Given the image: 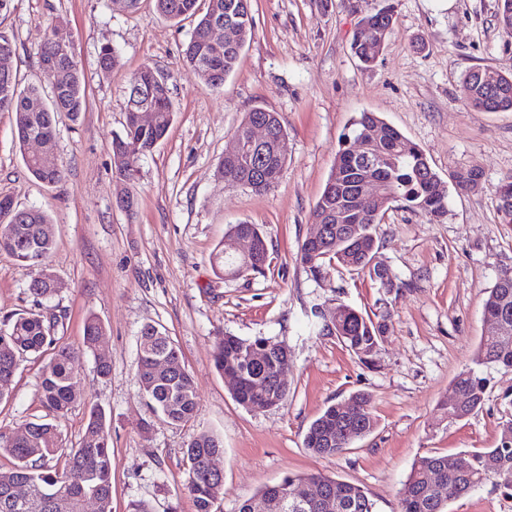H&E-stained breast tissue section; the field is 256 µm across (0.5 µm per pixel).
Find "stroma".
<instances>
[{
  "mask_svg": "<svg viewBox=\"0 0 512 512\" xmlns=\"http://www.w3.org/2000/svg\"><path fill=\"white\" fill-rule=\"evenodd\" d=\"M386 7L393 29L377 62L364 67L350 49L356 24ZM497 7L498 0H251V35L215 89L183 60L192 21H167L153 0L134 12L123 0H13L0 33L12 41L10 66L21 85H44L38 53L49 29L63 25L74 37L88 102L77 120L57 123L65 176L54 185L28 172L14 117L0 112V197L52 218L57 290L43 308L58 317L60 344L80 349L91 315L106 336L76 365L84 403L55 418L39 395L49 356H26L0 404V432L50 418L64 447L74 448L88 404H100L112 434V512H129L139 500L154 512H195L184 448L203 431L224 443L216 512H238L286 474L314 472L364 487L378 512H399L418 457L497 446L512 416V370L483 369L486 401L468 418L448 420L439 407L472 365L489 290L501 269L512 268V224L500 222L494 193L512 177V112L474 109L464 81L475 66L512 69V36L500 28ZM105 46L119 56L108 73L98 64ZM146 65L168 75L175 120L137 163L138 204L129 214L116 204L112 139L123 131L129 81ZM256 107L279 113L287 133L286 165L265 194L217 175L235 128ZM364 110L421 147L451 188L443 222L395 203L377 224L378 256L397 284L389 292L333 262L311 276L299 258L339 137ZM469 170L480 173V188L455 189L456 175ZM242 221L267 240L265 272L217 277L216 247ZM33 276L0 252V325L32 308ZM340 304L386 315L389 331L372 363L317 329L315 312ZM148 324L171 337L193 378L200 406L187 423L157 420L139 386V336ZM225 333L287 347L283 405L255 412L234 400L213 362ZM100 359L111 367L108 377L95 372ZM357 391L371 398L374 431L339 455L311 454L303 445L310 423ZM447 510L512 512V492L488 484Z\"/></svg>",
  "mask_w": 512,
  "mask_h": 512,
  "instance_id": "stroma-1",
  "label": "stroma"
}]
</instances>
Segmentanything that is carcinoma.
<instances>
[{
    "mask_svg": "<svg viewBox=\"0 0 512 512\" xmlns=\"http://www.w3.org/2000/svg\"><path fill=\"white\" fill-rule=\"evenodd\" d=\"M157 13L164 18L181 22L196 19L190 39L185 46L184 60L190 69L208 86L220 88L226 76L234 69L239 53L252 29L250 0H207L206 11H201L200 0H154ZM224 18V23L238 29L239 40L226 41L222 46L211 43L209 31L213 20ZM498 23L512 35V0H500ZM393 13L381 10L361 19L358 23L352 50L366 66L376 58L368 54V44L382 28L392 29ZM62 76L49 79L51 99L45 100L39 87H20L13 70H0V112L14 115L15 135L19 147L24 149L29 139H41L50 163L39 156L23 154L28 171L39 181L53 185L62 180L63 166L56 152V126L60 116L75 120L86 108L84 77L75 58H64L58 63ZM481 67L469 70L465 81L470 91L472 107L484 112H512V71L498 72L499 80L493 87L481 84L478 73ZM137 85L147 91L141 98L127 99L123 133L112 140V163L115 177L125 183L116 194V203L132 214L136 208L135 178L124 174L118 157L128 146L141 154L151 152L168 133L174 120V107L168 87V76L150 66L142 67L132 77L129 86ZM152 106L158 113L156 125L148 128L138 120L139 106ZM261 120L270 128V139L256 151L257 166L274 181L256 184V193L268 192L279 182L286 157L278 152L277 140L285 134L281 117L276 112L255 108L248 112L234 131L245 135L248 126ZM379 126L382 136L373 151L381 161L373 170L386 183V195L377 213L361 218L351 232L347 246L336 244L331 236L318 244L302 242L300 260L312 275L321 271L326 261L372 275L366 263L377 254L375 226L380 222L386 206L401 202L416 210L432 222H442L448 216V192L432 169L425 152L408 143L404 135L375 112L363 111L353 118L350 126L339 139L337 161L339 169L353 178L359 171L350 149L372 126ZM224 184L234 185L250 174L245 161L224 158L218 167ZM11 198L0 197V251L35 271L29 292L36 298V307L10 321L7 328H0V402L9 397L8 386L26 355L40 354L48 349L52 355L43 366L40 380L41 402L49 412L63 415L82 397L80 380L74 371L80 352L58 344L53 336L58 318L47 316L41 300L55 293L54 275L49 267V257L55 247L52 221L41 209L20 210L8 206ZM336 209V198L323 190L311 211V222L323 224L326 214ZM257 229L254 224L241 222L227 230L213 259L214 272L231 276L244 268L250 276L261 275L268 261V245L264 236L257 237L255 254L248 258L237 255L230 248V241L241 232ZM484 314L512 320V270L501 271L489 290L484 303ZM329 330L363 362L375 355L374 348L387 333L384 320L373 321L368 316L347 306L339 316L329 317ZM105 336V327L94 316L87 317L84 325L82 350L93 352ZM170 358L174 370L155 375L150 371L153 359ZM242 358L238 371L244 377L245 387L235 397L242 406L257 410L264 408L259 398L263 389L285 363L283 350L278 344L263 336L240 337L226 333L219 337L214 366L224 373L230 358ZM477 366L512 368V335L481 336L473 359ZM136 376L140 387L161 419L167 423H186L199 409L198 396L188 370L181 364L179 351L164 332L153 325L141 331ZM465 395L463 404H448L449 421H459L479 410L485 401L486 378L475 369L461 372L454 380ZM349 401L352 410L343 418H336V408L331 405L309 425L304 447L323 457L342 453L349 443L370 434L376 420L371 399L366 393L357 392ZM25 431L12 435L0 434V455L13 460L8 469L0 468V512H83L82 499L93 497L105 512H111L112 503V438L106 412L97 404L89 407L88 419L79 446L65 454L62 468L50 461L62 452L57 428L50 422H26ZM224 451L222 441L208 432L195 434L185 448L188 465L186 488L192 496L196 512H213L224 487V475L211 470L210 457ZM489 456L498 457V471L488 473L484 462ZM470 470L459 473L448 468L449 455L429 454L419 457L413 464L405 486L410 495L401 498V512H445L448 502L465 497L486 483L512 491V440L499 441L494 448H478L468 453ZM440 473V484L426 481L429 470ZM345 497L353 501V512H376L375 502L364 487L344 483Z\"/></svg>",
    "mask_w": 512,
    "mask_h": 512,
    "instance_id": "1",
    "label": "carcinoma"
}]
</instances>
